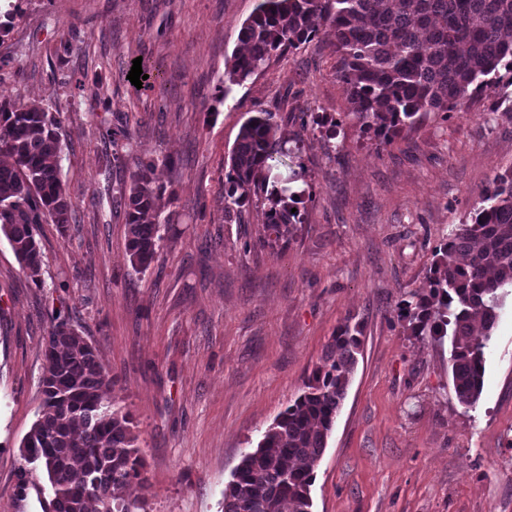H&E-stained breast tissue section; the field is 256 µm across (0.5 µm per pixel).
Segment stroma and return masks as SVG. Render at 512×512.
<instances>
[{"label": "stroma", "instance_id": "obj_1", "mask_svg": "<svg viewBox=\"0 0 512 512\" xmlns=\"http://www.w3.org/2000/svg\"><path fill=\"white\" fill-rule=\"evenodd\" d=\"M12 3L0 90L59 114L75 220L64 232L42 225L40 288L0 236V512H43L16 482L56 309L96 348L133 417L146 482L127 493L144 512H221L242 456L350 316L364 323L363 352L316 468L314 512H512V288L499 292L471 407L454 393L449 342L412 336L397 317L427 288L441 239L512 166V112L492 111L486 94L379 150L351 114L331 28L228 87L257 0H0V15ZM137 58L161 73L166 96L131 84ZM260 109L336 123L332 141L300 128L288 144L311 197L283 248L257 243L263 206L224 217V160ZM109 127L129 139L105 142ZM149 161L172 222L137 271L113 200Z\"/></svg>", "mask_w": 512, "mask_h": 512}]
</instances>
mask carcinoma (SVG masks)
<instances>
[{"label":"carcinoma","mask_w":512,"mask_h":512,"mask_svg":"<svg viewBox=\"0 0 512 512\" xmlns=\"http://www.w3.org/2000/svg\"><path fill=\"white\" fill-rule=\"evenodd\" d=\"M334 30L339 78L360 128L377 145L430 112L443 115L490 90L512 112V0H259L240 29L243 51L224 80L239 84L271 58ZM261 111L241 125L225 159L224 217L241 218L255 200L266 209L260 243L287 245L302 228L296 210L309 190L268 188L288 126ZM62 121L37 104L0 94V234L22 273L42 285L40 225L73 221L59 173ZM155 163H141L120 194L132 266L155 261L161 226ZM430 290L398 308L412 336H451L458 401L474 405L484 387V354L497 325V291L512 285V166L493 177L475 203L472 223L441 241ZM363 325L337 327L304 388L244 454L224 489L223 512H313L311 487L363 345ZM42 410L19 446L17 494L43 497L44 512H136L128 486L145 482L132 416L110 400L112 378L96 349L53 314L44 346ZM43 477L39 482L37 477Z\"/></svg>","instance_id":"1"}]
</instances>
